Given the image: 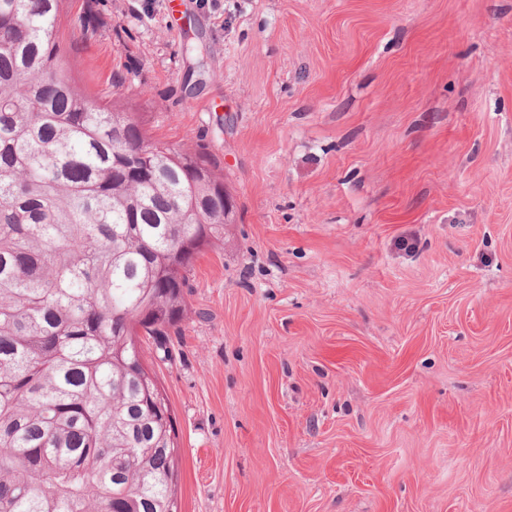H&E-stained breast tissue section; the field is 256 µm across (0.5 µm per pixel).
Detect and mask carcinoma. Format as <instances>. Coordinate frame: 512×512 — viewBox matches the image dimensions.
Here are the masks:
<instances>
[{
    "label": "carcinoma",
    "mask_w": 512,
    "mask_h": 512,
    "mask_svg": "<svg viewBox=\"0 0 512 512\" xmlns=\"http://www.w3.org/2000/svg\"><path fill=\"white\" fill-rule=\"evenodd\" d=\"M62 0H0V512H178L137 337L184 319L231 198L62 63Z\"/></svg>",
    "instance_id": "cac0c4a2"
}]
</instances>
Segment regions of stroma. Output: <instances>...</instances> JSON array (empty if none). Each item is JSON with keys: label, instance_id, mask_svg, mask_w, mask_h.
I'll list each match as a JSON object with an SVG mask.
<instances>
[{"label": "stroma", "instance_id": "stroma-1", "mask_svg": "<svg viewBox=\"0 0 512 512\" xmlns=\"http://www.w3.org/2000/svg\"><path fill=\"white\" fill-rule=\"evenodd\" d=\"M61 30L236 204L140 341L179 512H512V0H64Z\"/></svg>", "mask_w": 512, "mask_h": 512}]
</instances>
